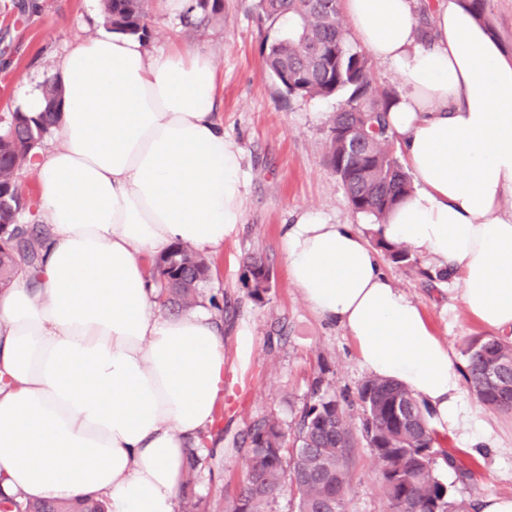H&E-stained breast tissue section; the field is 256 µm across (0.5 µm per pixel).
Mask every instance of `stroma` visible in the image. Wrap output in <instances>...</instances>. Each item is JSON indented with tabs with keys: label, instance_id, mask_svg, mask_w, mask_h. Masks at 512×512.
<instances>
[{
	"label": "stroma",
	"instance_id": "stroma-1",
	"mask_svg": "<svg viewBox=\"0 0 512 512\" xmlns=\"http://www.w3.org/2000/svg\"><path fill=\"white\" fill-rule=\"evenodd\" d=\"M153 46L184 43L210 53L218 73L224 134L243 158L246 174L242 224L224 238L209 259L206 286L224 307V397L207 431V445L222 449L213 476H201L195 491L212 500V512L237 495L246 475L245 438L254 423L276 416L291 427L311 400L316 378H324L352 422L362 409L356 391L367 374L355 345L341 327L320 320L289 280L283 235L304 211L317 210L335 224L359 225L355 212L325 161L329 119L337 98H283L262 63L263 45L276 40L282 23L259 20L255 0H222L218 14L197 28L182 16L162 14L159 0H145ZM104 0H0V119L16 111L21 88L44 86L64 51L105 26ZM261 256L272 273L263 300H253L244 282L243 260ZM383 272L419 303L432 331L462 358L486 328L464 308L447 281H428L408 268L381 263ZM251 338L242 348L240 336ZM465 402L493 432L495 445L468 450L457 432L439 425L450 462H438L439 478L456 500L473 507L484 493L512 495V412L483 405L471 391ZM351 490L346 512H388L379 472L366 445L352 451Z\"/></svg>",
	"mask_w": 512,
	"mask_h": 512
}]
</instances>
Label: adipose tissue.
Listing matches in <instances>:
<instances>
[{"mask_svg": "<svg viewBox=\"0 0 512 512\" xmlns=\"http://www.w3.org/2000/svg\"><path fill=\"white\" fill-rule=\"evenodd\" d=\"M341 11L404 84L388 123L415 183L373 234L435 261L471 315L512 333V58L462 0ZM49 76L60 143L30 161L43 260L0 292V494L179 512L187 448L224 395V329L202 305L160 310L143 257L223 247L243 220L214 61L100 28ZM283 241L291 284L351 336L361 367L472 436L451 350L365 236L308 210Z\"/></svg>", "mask_w": 512, "mask_h": 512, "instance_id": "adipose-tissue-1", "label": "adipose tissue"}]
</instances>
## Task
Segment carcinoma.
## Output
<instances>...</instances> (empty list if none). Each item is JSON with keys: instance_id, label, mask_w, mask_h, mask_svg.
Returning a JSON list of instances; mask_svg holds the SVG:
<instances>
[{"instance_id": "1", "label": "carcinoma", "mask_w": 512, "mask_h": 512, "mask_svg": "<svg viewBox=\"0 0 512 512\" xmlns=\"http://www.w3.org/2000/svg\"><path fill=\"white\" fill-rule=\"evenodd\" d=\"M255 7L273 23L288 20L286 34L262 52L267 73L281 92L288 97L342 98L329 121L326 162L353 210L383 223L413 189L388 126V102L396 91L375 82L369 58L350 41L340 4L328 9L325 0H256ZM105 11L114 30L147 31L142 0H105ZM46 99L44 114L34 118L18 110L0 127V290L10 287L18 271L34 269L42 261L46 229L20 222L30 202L17 172L53 133L58 89L51 88ZM348 129L366 141L365 156H345L342 131ZM379 245L392 262L417 266L407 247ZM210 271L208 259L178 243L151 263L149 278L161 306L182 311L201 303ZM464 356L465 377L478 400L498 411L512 410V341L506 336L476 338L466 344ZM357 400L361 437L379 467L390 512H465L435 473L439 442L425 404L402 385L376 377L362 382ZM357 444L350 416L323 379H316L312 400L294 432L273 416L254 424L245 479L227 512H269L287 482L296 492L297 512H345ZM201 461L197 451H190L181 512H205L194 491ZM0 512H105V502L101 496L74 505L3 497Z\"/></svg>"}]
</instances>
